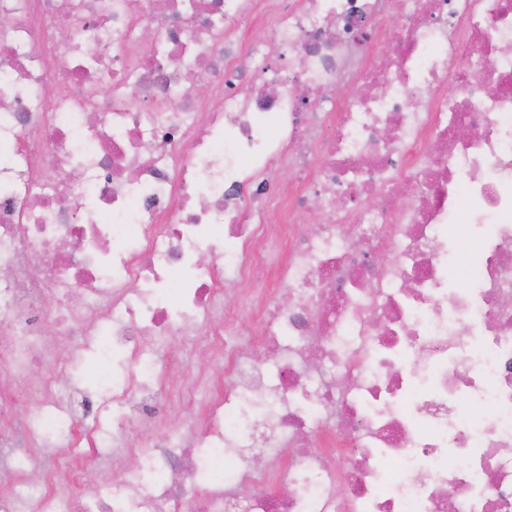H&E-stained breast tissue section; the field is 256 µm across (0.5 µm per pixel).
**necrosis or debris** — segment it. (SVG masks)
Here are the masks:
<instances>
[{
	"instance_id": "necrosis-or-debris-1",
	"label": "necrosis or debris",
	"mask_w": 512,
	"mask_h": 512,
	"mask_svg": "<svg viewBox=\"0 0 512 512\" xmlns=\"http://www.w3.org/2000/svg\"><path fill=\"white\" fill-rule=\"evenodd\" d=\"M510 43L512 0H0V512H512ZM200 326L178 421L149 344ZM73 358L138 460L91 495L43 454Z\"/></svg>"
}]
</instances>
